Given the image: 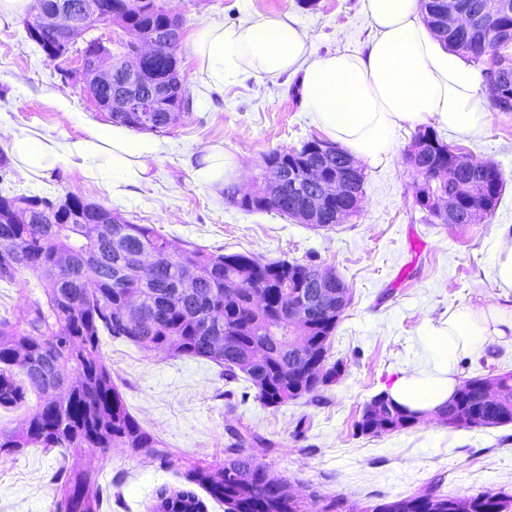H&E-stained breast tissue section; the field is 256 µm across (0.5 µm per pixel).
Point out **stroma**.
Returning a JSON list of instances; mask_svg holds the SVG:
<instances>
[{
	"label": "stroma",
	"instance_id": "1",
	"mask_svg": "<svg viewBox=\"0 0 512 512\" xmlns=\"http://www.w3.org/2000/svg\"><path fill=\"white\" fill-rule=\"evenodd\" d=\"M183 20L180 73L192 101L167 131L156 133L161 151L147 181L130 195H112L105 179L76 167L44 176L10 163L0 190L72 193L120 212L135 224L154 225L177 245L246 253L267 261L316 260L346 284L350 304L333 333L332 360L345 371L316 395L279 406L263 405L244 383L228 384L210 361L103 340L112 378L139 422L168 450L166 461L115 448L87 449L99 471L106 512H149L155 492L190 488L189 469L215 463L235 433L252 434L246 454L266 464L290 491L318 512L322 494L375 503L414 494L432 482L451 496L512 489V424L451 428L428 419L393 432L361 435L354 428L373 396L402 370L428 358L421 337L450 309L492 302L512 311V293L497 288L492 241L512 229V112L491 109L476 135L439 130L440 139L465 157L496 164L503 173L494 212L471 224H442L414 202L416 175L405 153L417 127L403 126L393 154L363 166L359 211L343 223L318 228L275 211L249 213L223 188L198 183L192 166L218 148L241 166L233 185L249 187L265 155L301 148L321 138L306 112L300 75L267 83L240 78L216 89L196 73L188 44L204 24L234 28L288 16L308 32L311 57L361 48L371 35L362 0H164ZM78 52L51 61L25 38L22 17L0 21V125L77 139L92 124L108 123L77 76ZM461 379L512 372V339L487 343L482 353L457 360ZM59 451L29 449L0 457V512H56L52 476Z\"/></svg>",
	"mask_w": 512,
	"mask_h": 512
}]
</instances>
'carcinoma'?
I'll use <instances>...</instances> for the list:
<instances>
[{"label": "carcinoma", "instance_id": "cac0c4a2", "mask_svg": "<svg viewBox=\"0 0 512 512\" xmlns=\"http://www.w3.org/2000/svg\"><path fill=\"white\" fill-rule=\"evenodd\" d=\"M129 10L125 0H99V14L93 24H126L143 33L161 35L159 53L143 62L149 87L171 85L179 78L177 49L183 21L171 19L156 5L157 0H138ZM481 10V30L477 34L450 33L443 43L448 50L469 62L479 63L497 49L499 33L512 28V0H465ZM26 38L50 60L59 58L54 37ZM85 60L99 59L120 65V53L100 55L98 45L88 41L80 50ZM497 65L511 78L507 92L496 107L512 111V58L498 55ZM114 124L163 132L170 127L168 113L155 112L149 126L135 113L111 112ZM415 141L436 144L433 151L451 152L450 146L432 129L420 131ZM264 167L307 165L319 161L314 142H305L295 155L273 151L263 158ZM488 189L490 208L498 205L503 178L499 168L488 162L471 161L444 189L453 193L459 219L472 198L468 185ZM415 203L430 210L431 184L428 176L414 185ZM304 197L285 184L277 199H268L257 190L253 202L240 205L247 212L276 211L282 215L301 206ZM0 209L10 213L0 222V283L23 281L41 287L43 299L35 301L21 322L0 316V407L15 408L33 393L35 410L21 427L0 430V455H14L29 447L61 448L69 451L53 476L58 486V512H102L104 494L98 474L83 461L80 450L99 448L144 449L161 461L167 453L160 441L145 430L130 413L112 380L101 348V337L144 346L173 357L202 358L224 369L228 381L244 375L256 390V398L266 406L279 407L316 393L344 372L341 361L329 362L331 337L340 315L334 309L320 310L310 321L295 322L279 312V295L316 291L311 278L314 264L288 260L261 261L243 253L224 254L178 246L150 224H133L121 214L104 234L93 223L99 209L83 198L68 193L0 195ZM153 250L159 271L143 281L135 268V256ZM202 275L195 288L183 285L185 270ZM307 340L310 351L323 364L317 377L303 378L309 371L307 360L296 359L295 343ZM69 371L74 381L66 388L56 378ZM483 378L467 380L458 397L445 406L447 413L477 416L470 426L484 424L485 405L479 391ZM497 407L512 423V372L498 379ZM246 437L234 435L219 465L197 466L192 482L214 500L224 503V512H308L306 502L287 493L281 479L253 456L242 452ZM320 512H456L453 505L470 504L469 512H512V494L504 490L475 496H448L431 485L412 495L374 506L348 505L344 498L321 496ZM152 512H204V504L191 491L162 487L156 492Z\"/></svg>", "mask_w": 512, "mask_h": 512}]
</instances>
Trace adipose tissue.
<instances>
[{
	"instance_id": "obj_1",
	"label": "adipose tissue",
	"mask_w": 512,
	"mask_h": 512,
	"mask_svg": "<svg viewBox=\"0 0 512 512\" xmlns=\"http://www.w3.org/2000/svg\"><path fill=\"white\" fill-rule=\"evenodd\" d=\"M373 37L356 52L335 51L309 59L306 29L287 17L246 22L227 29L208 23L192 38L197 74L216 87L248 73L256 88L286 74H301L303 103L315 125L358 162L374 165L393 152L403 125L432 120L459 134L489 121L491 92L454 52L446 50L423 19L420 0H363ZM12 159L41 176L58 167L112 176L113 194L147 180L160 150L148 136L122 125L95 124L84 137L67 138L0 130ZM512 334V314L495 304H469L427 325L426 364L403 371L387 387L399 406L435 417L456 393V360Z\"/></svg>"
}]
</instances>
